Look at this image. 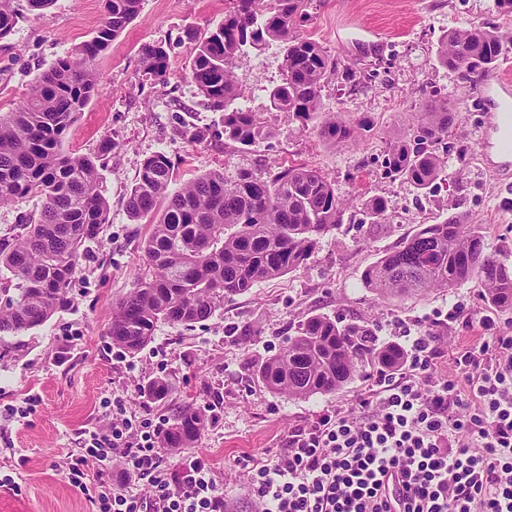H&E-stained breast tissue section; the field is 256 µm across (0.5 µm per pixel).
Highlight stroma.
Masks as SVG:
<instances>
[{
  "label": "stroma",
  "mask_w": 512,
  "mask_h": 512,
  "mask_svg": "<svg viewBox=\"0 0 512 512\" xmlns=\"http://www.w3.org/2000/svg\"><path fill=\"white\" fill-rule=\"evenodd\" d=\"M16 3L19 20L0 40V112L16 108L36 77L90 39L102 17L101 0H55L40 15L28 10L27 0ZM231 5L232 0H142L139 16L100 62L101 92L70 129L66 147L99 157L100 191L111 219L85 243L66 305L43 325L0 338V475L15 480L0 487V512H96L102 464H86L79 489L69 484L60 463L76 450L85 429L102 424L106 400L117 395L127 397L131 411L155 422L171 423L187 405L205 412L206 426L194 447L165 454V462L175 473L188 458L210 463L232 512H251L243 492L246 460L274 454L289 431L366 395L376 376L368 370L336 393L308 399L268 391L258 368L308 315L368 322L383 344L409 331L442 337L434 366L439 374L447 372L453 353L483 340L486 324L512 334V312L491 308L477 283L386 301L361 280L367 266L421 225L461 212L480 224L487 246L512 266V177L482 186L488 171L479 149L489 111L484 81H465L436 61L448 29L492 22L510 37L500 64L512 65V14H498L494 0H319L307 33L331 56L367 58L370 80L348 93L329 79L320 114L303 122L277 113V135L241 152L225 143L223 113L210 107L189 78L194 39L219 26ZM161 41L170 56L168 82L140 81L141 48ZM282 64L283 52L274 43L238 58L241 105L265 111ZM423 86L447 95L462 114L448 179L432 193L378 176L387 143L407 136L424 111ZM327 112L342 113L354 136L339 144L320 137ZM159 151L174 163V190L210 171L231 181L242 169L269 177L288 163H306L335 185L347 210L342 224L320 238L298 270L225 300L204 322L159 323L151 342L128 354L113 345L107 331L113 304L134 288L146 267L141 243L151 224L131 217L126 200L144 160ZM375 195L388 203L381 224L370 223L367 213L366 203ZM460 302L467 317L451 314ZM155 377L169 386L160 402L139 394ZM33 393L40 399L35 411L21 420L7 416L8 407Z\"/></svg>",
  "instance_id": "1"
}]
</instances>
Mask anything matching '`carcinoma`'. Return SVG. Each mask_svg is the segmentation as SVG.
<instances>
[{"label":"carcinoma","instance_id":"carcinoma-1","mask_svg":"<svg viewBox=\"0 0 512 512\" xmlns=\"http://www.w3.org/2000/svg\"><path fill=\"white\" fill-rule=\"evenodd\" d=\"M142 0H104L95 35L74 46L42 72L24 101L0 113V204L38 196V217L12 237H0V336H15L45 323L66 299L85 242L109 223L110 206L99 192L98 158L65 149L72 124L100 89L98 64L112 40L139 15ZM314 0H234L224 22L192 49L190 79L211 107L224 113V139L248 150L269 137L272 117L287 112L306 122L322 111L329 77L354 91L365 69L330 57L302 27ZM18 21L13 0H0V39ZM505 34L489 23H465L443 37L437 62L466 80L494 66ZM281 44L283 72L268 94L264 112L236 106L242 78L238 57ZM141 79L166 83L169 53L162 42L142 48ZM427 110L409 137L386 150L380 176L428 192L448 177V139L461 113L448 97L420 89ZM322 133L334 140L354 135L339 112L324 114ZM173 163L157 152L142 164L127 198L134 218L154 222L141 249L149 274L112 307V344L136 353L161 322L192 325L207 320L224 298L248 292L259 282L289 274L311 257L317 241L343 222L346 203L317 169L291 163L271 179L249 170L232 182L209 172L169 190ZM371 223L386 217L387 202L369 200ZM365 287L381 299L452 290L469 281L482 288L487 304L512 311V266L490 250L480 225L464 213L427 224L381 256L362 274ZM373 327L312 314L298 324L288 345L260 367L258 376L274 393L297 399L332 394L369 367L395 368L399 348L374 342ZM169 394L156 378L145 388L155 402ZM206 425L190 405L174 418L165 448L193 443Z\"/></svg>","mask_w":512,"mask_h":512}]
</instances>
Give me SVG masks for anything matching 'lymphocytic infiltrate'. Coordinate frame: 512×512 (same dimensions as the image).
I'll return each mask as SVG.
<instances>
[{"mask_svg": "<svg viewBox=\"0 0 512 512\" xmlns=\"http://www.w3.org/2000/svg\"><path fill=\"white\" fill-rule=\"evenodd\" d=\"M440 337L405 336L398 368L378 372L372 394L292 430L275 455L252 464V512H389L382 477L404 479V512H512V336L462 349L433 377ZM112 420L82 432L62 464L84 485L96 460L117 472L99 485L97 512H229L211 465H164L162 425L125 399Z\"/></svg>", "mask_w": 512, "mask_h": 512, "instance_id": "f902f5d3", "label": "lymphocytic infiltrate"}]
</instances>
